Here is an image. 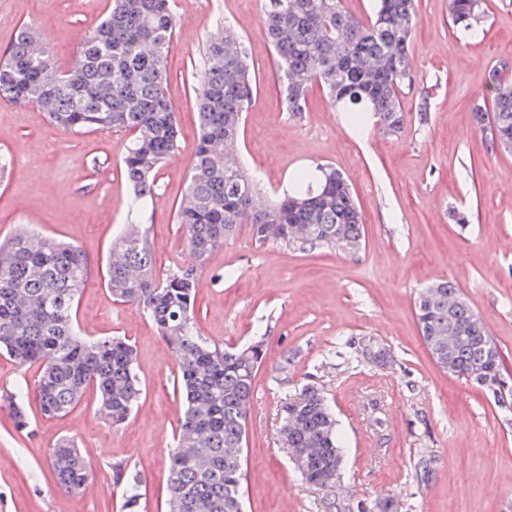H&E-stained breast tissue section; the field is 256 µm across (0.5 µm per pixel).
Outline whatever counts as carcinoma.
<instances>
[{"instance_id": "carcinoma-1", "label": "carcinoma", "mask_w": 512, "mask_h": 512, "mask_svg": "<svg viewBox=\"0 0 512 512\" xmlns=\"http://www.w3.org/2000/svg\"><path fill=\"white\" fill-rule=\"evenodd\" d=\"M343 2L266 0L263 30L276 54L289 116L301 117L309 91L320 86L353 126L370 124L394 135L406 121L402 88L414 81L416 0H376L366 18L350 15ZM448 7L453 26L464 32L485 21V0H448ZM177 25L169 0H112L100 25L83 38L78 59L60 69L49 44L33 47L34 25L23 24L0 54V99L34 105L71 131L127 130L132 140L123 165L132 187L130 210L139 211L155 194L158 169L178 150L177 113L166 95ZM196 79L200 137L175 215L195 261H206L242 225L261 245L359 252L361 211L335 167L319 166L315 184L311 174L300 172L291 191L262 203L239 159L224 152L238 137L253 96L244 40L232 26L210 35ZM489 94L490 105L473 107V120L478 125L487 116L501 143L512 144V68L506 63L490 71ZM88 270L79 247L33 228L1 241L0 350L21 366H38L43 416L66 415L92 390L100 415L119 425L142 395L134 347L118 336H76L73 315ZM105 280L115 300L142 308L177 357L185 409L169 462L168 512H243L246 427L264 340L226 350L200 335L194 324L196 266L157 275L148 236L136 225H127L113 242ZM414 310L421 336L444 371L491 391L503 405L512 400L501 353L454 282L427 285ZM0 401L17 430L29 427L24 387L4 391ZM278 441L306 482L321 488L334 483L341 434L317 387L304 386L282 406ZM50 467L66 492L81 491L91 478L71 438L52 449ZM112 477L124 487L123 512H141L136 468L114 462Z\"/></svg>"}]
</instances>
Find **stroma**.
<instances>
[{"label": "stroma", "mask_w": 512, "mask_h": 512, "mask_svg": "<svg viewBox=\"0 0 512 512\" xmlns=\"http://www.w3.org/2000/svg\"><path fill=\"white\" fill-rule=\"evenodd\" d=\"M486 3L483 36L471 43L452 25L448 0H417L406 122L385 136L353 127L318 87L301 118H289L261 26L264 0H172L167 94L179 114L178 149L158 173L143 222L156 273L194 261L175 207L198 144L196 69L209 34L226 22L249 55L254 92L237 153L260 194L276 198L298 172L329 164L349 178L364 222L365 246L352 255L261 245L244 227L198 271L200 335L227 346L265 340L246 429L245 512H382L388 501L392 512H512V413L435 363L414 312L423 287L455 282L512 385V152L492 145L471 115L491 67L512 61V0ZM108 8L109 0H0V52L21 23H33L69 66ZM129 142L121 129L70 131L38 107L0 100V153L13 169L0 183V239L30 222L83 251L78 334L133 343L143 389L117 427L102 419L92 392L58 418L30 401L21 432L0 403V512H121L116 461L140 470L145 512H166L168 452L183 411L175 355L142 310L113 301L104 283L112 242L132 221L121 163ZM370 340L389 351L387 363L362 357ZM307 384L322 389L342 436L330 490L305 483L277 441L282 404ZM65 437L85 455L92 494L57 485L49 453Z\"/></svg>", "instance_id": "1"}]
</instances>
